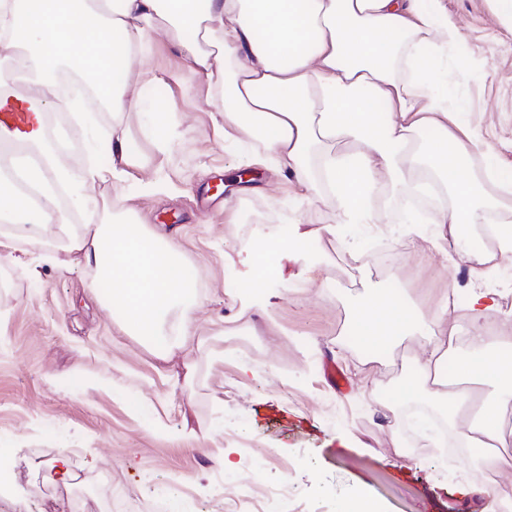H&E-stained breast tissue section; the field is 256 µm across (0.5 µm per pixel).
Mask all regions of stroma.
<instances>
[{
  "mask_svg": "<svg viewBox=\"0 0 512 512\" xmlns=\"http://www.w3.org/2000/svg\"><path fill=\"white\" fill-rule=\"evenodd\" d=\"M442 6L474 64L459 74L445 50L426 62L468 100L464 121L488 147L470 173L481 192L496 194L512 184V31L496 0ZM148 65L155 87L134 77L128 85L143 104L128 116L131 145L147 168L89 181V204L68 221L128 219L174 238L196 276L194 337L166 350L129 335L91 291L95 269L59 268L49 237L11 247V259L0 260V448L22 477L0 512H46L51 502L60 512H106L111 502L155 512V498L177 496L191 512H238L240 498L259 505L282 488L281 512H353L359 497L378 512H498L475 477L478 449L440 458L425 432L406 425L407 403L434 405L424 388L399 393L419 375L422 337L371 351L351 331L349 308L366 283L424 315L444 294L461 334L449 359L494 348L512 337V254L486 265L471 247L436 240L435 225L408 222L410 209L448 208L446 189L385 185L372 205L381 223L339 230L307 258L283 260L290 284L273 297L272 316L241 313L238 287L257 230L299 215L313 228L336 223V200L330 189L310 192L268 169L262 142L225 141L195 85L175 81L179 60L163 35H154ZM145 118L165 126L163 144L140 133ZM111 123L108 112L83 124L54 112L48 143L75 181L108 168V155L91 145ZM245 168L251 181L240 177ZM478 288L501 298L487 322L468 308ZM328 363L346 391L326 380ZM225 453L233 468L219 464ZM62 455L65 482L52 468Z\"/></svg>",
  "mask_w": 512,
  "mask_h": 512,
  "instance_id": "stroma-1",
  "label": "stroma"
}]
</instances>
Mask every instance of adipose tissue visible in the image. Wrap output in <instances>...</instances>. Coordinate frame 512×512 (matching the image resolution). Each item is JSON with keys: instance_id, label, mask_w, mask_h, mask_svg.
I'll return each mask as SVG.
<instances>
[{"instance_id": "obj_1", "label": "adipose tissue", "mask_w": 512, "mask_h": 512, "mask_svg": "<svg viewBox=\"0 0 512 512\" xmlns=\"http://www.w3.org/2000/svg\"><path fill=\"white\" fill-rule=\"evenodd\" d=\"M441 0H0V37L9 56L0 58V143L43 150L40 166L17 160L10 180H0V213L11 221L10 237L33 240L47 235L64 215L50 190L62 176L57 157L47 152V112L79 111L66 101L46 70L68 61L89 73L99 97L112 110L100 145L112 156L113 177L143 169L132 152L128 113L138 111L126 78L133 62L148 55L152 35L163 31L181 60L182 72L205 88L207 103H220L225 139L262 137L266 165L292 174L314 188L312 167L336 196L344 224H377L372 199L381 181L401 184L428 169L443 178L452 196L449 209L425 221L447 227L453 240L462 228L487 222L501 253H512V212L500 196H478L464 168L484 155L477 131L454 133L449 117L465 114L457 94L434 96V74L421 52L456 44L459 30L437 23ZM88 32L81 50L73 33ZM232 70L222 85L223 70ZM425 126L438 137L426 148L417 138ZM41 189L39 205L28 202L22 186ZM336 226L309 228L295 218L287 230L259 233L250 270L242 281L244 309L267 312L270 283L281 279L284 256L306 258L311 242L333 239ZM64 268L93 265L108 286L110 307L133 335L170 349L191 334L187 317H173L190 302L193 275L174 245L154 241L140 224H87L72 227ZM352 328L371 348L385 349L399 337L426 333L420 381L449 419L460 422L459 436L479 449L480 466L512 472L504 416L512 410V359L483 351L461 361L454 374L443 371L446 345L455 333L448 324V298L434 303L423 320L403 302L364 293L351 310ZM490 378L493 395L480 403V422L462 425L476 376Z\"/></svg>"}]
</instances>
